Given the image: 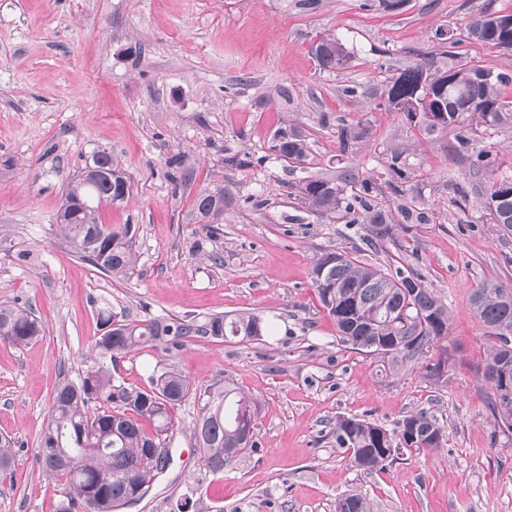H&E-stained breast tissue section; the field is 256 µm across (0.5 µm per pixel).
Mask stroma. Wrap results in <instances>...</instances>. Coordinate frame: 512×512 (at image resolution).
Here are the masks:
<instances>
[{
	"mask_svg": "<svg viewBox=\"0 0 512 512\" xmlns=\"http://www.w3.org/2000/svg\"><path fill=\"white\" fill-rule=\"evenodd\" d=\"M486 11L512 14V0H0V301L31 305L43 326L24 347L0 340V434L14 440L0 512H56L64 499L39 440L59 378L100 359L103 311L128 322L245 311L267 321L258 340L194 338L110 363L139 387L169 363L197 390L173 413L168 469L122 512H177L186 498L191 512H336L354 490L372 512H512V432L483 375L495 340L469 308L483 282L512 287V230L486 207L490 179L512 177V126L478 128L462 149L456 131H426L384 104L392 78L422 60L512 75V49L466 37ZM442 28L457 45L436 38ZM329 36L350 53L343 68L323 69L312 52ZM346 125L366 134L344 150ZM285 126L305 133V166L270 151ZM97 148L130 181L123 201L100 209L102 223L132 228L127 281L79 259L54 223ZM481 149L493 168L477 174L470 155ZM395 153L407 177L398 194ZM346 169L356 175L346 195L369 183L393 223L377 246L368 225L310 213L297 196L302 178ZM219 193L223 212L201 221L197 197ZM405 206L423 221H403ZM15 248L32 261L17 263ZM326 253L414 269L448 306L447 339L392 374L341 343L312 284ZM226 384L257 405L254 445L215 474L191 431L199 390ZM422 408L443 428L440 447L380 471L352 467L332 437L343 416L396 431Z\"/></svg>",
	"mask_w": 512,
	"mask_h": 512,
	"instance_id": "1",
	"label": "stroma"
}]
</instances>
